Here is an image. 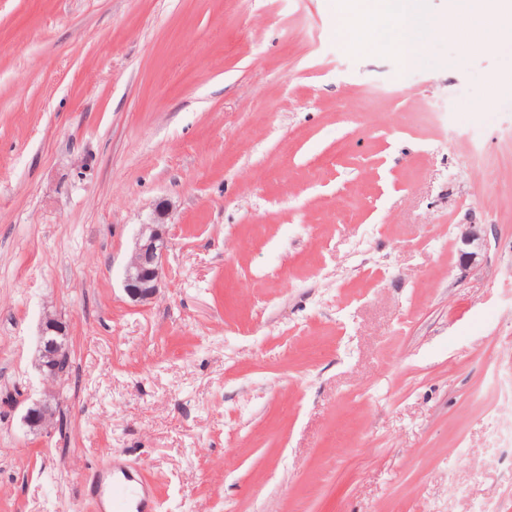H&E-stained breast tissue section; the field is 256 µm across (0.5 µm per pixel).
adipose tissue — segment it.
Wrapping results in <instances>:
<instances>
[{"label": "adipose tissue", "mask_w": 512, "mask_h": 512, "mask_svg": "<svg viewBox=\"0 0 512 512\" xmlns=\"http://www.w3.org/2000/svg\"><path fill=\"white\" fill-rule=\"evenodd\" d=\"M336 33L351 48L392 47L406 67L421 64L425 47L438 39L465 38L473 48H512V0H458L447 16L429 14L426 0H340Z\"/></svg>", "instance_id": "1"}]
</instances>
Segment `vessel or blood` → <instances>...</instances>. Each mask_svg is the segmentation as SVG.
I'll list each match as a JSON object with an SVG mask.
<instances>
[{"mask_svg":"<svg viewBox=\"0 0 512 512\" xmlns=\"http://www.w3.org/2000/svg\"><path fill=\"white\" fill-rule=\"evenodd\" d=\"M96 496L102 512H161L155 492L136 481L129 471L116 466L101 470L96 478Z\"/></svg>","mask_w":512,"mask_h":512,"instance_id":"vessel-or-blood-1","label":"vessel or blood"}]
</instances>
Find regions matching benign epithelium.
Returning a JSON list of instances; mask_svg holds the SVG:
<instances>
[{
  "label": "benign epithelium",
  "instance_id": "obj_1",
  "mask_svg": "<svg viewBox=\"0 0 512 512\" xmlns=\"http://www.w3.org/2000/svg\"><path fill=\"white\" fill-rule=\"evenodd\" d=\"M167 206L159 205L153 222L142 225L132 254L124 271L123 288L135 302H146L156 295L162 279V261L167 247L168 224L165 222ZM462 242L470 247L463 261L476 259L482 249L481 236L469 229L462 234ZM66 336V326L48 315L40 326L37 346L40 353L38 369L46 382H55L64 376L62 359L67 352L58 337ZM55 412L50 403L35 402L27 408L24 423L31 430L43 432L54 422Z\"/></svg>",
  "mask_w": 512,
  "mask_h": 512
}]
</instances>
